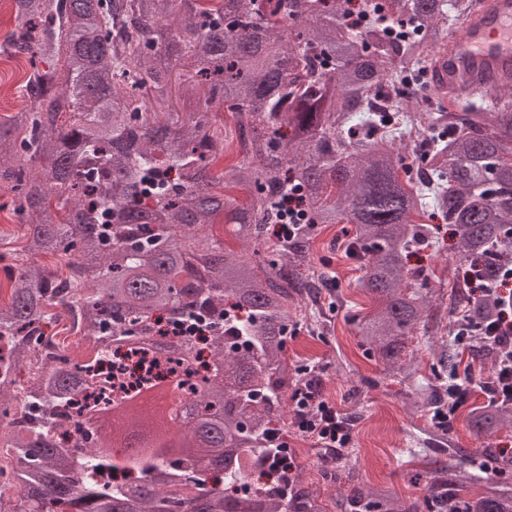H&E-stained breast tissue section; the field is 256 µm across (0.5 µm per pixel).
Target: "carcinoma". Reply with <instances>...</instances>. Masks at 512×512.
Returning <instances> with one entry per match:
<instances>
[{
	"instance_id": "carcinoma-1",
	"label": "carcinoma",
	"mask_w": 512,
	"mask_h": 512,
	"mask_svg": "<svg viewBox=\"0 0 512 512\" xmlns=\"http://www.w3.org/2000/svg\"><path fill=\"white\" fill-rule=\"evenodd\" d=\"M370 1L384 19L372 14L354 29L348 0H12L10 47L39 55L46 69L33 67L25 86L36 106L0 119V188L25 219L24 256L71 260L65 276L17 264L0 334L56 322L53 291L65 288L62 310L116 349L164 336L166 324L207 321L210 363L190 396L174 384L194 407L192 422L181 429L174 412L157 414L134 454L87 418L73 424L77 449L62 445L53 431L70 418L56 407L76 404L87 379L66 354L37 364L33 412L6 440L13 464L0 467L19 494L0 496V512H512V458L494 448L432 449L426 493L405 506L366 483L327 501L305 485L295 449L280 448L288 391L302 380L288 364V326L299 317L290 302L319 288L300 268L323 229L354 225L349 253L363 261L359 288L376 302L358 334L423 409L441 405L442 389L416 380L404 360L432 293L429 275L406 265L411 249L432 246L420 219L437 213L448 224L468 277L499 283L512 268V79L492 101L448 112L402 98L429 142L425 190L408 185L392 140L370 135L388 122L367 109L387 67L414 71L474 0ZM182 60L193 71L182 97L194 110L172 122L161 109ZM212 105L233 114L242 154L218 177L217 135L202 111ZM215 178L250 197L206 192ZM289 193L301 210L285 249L263 233ZM219 211L251 252L224 247L212 224ZM459 303L447 334L471 336L472 362L495 359L483 333L508 298ZM35 353L19 346L14 367ZM168 355L192 358V339L172 338ZM434 356L456 372L448 341ZM136 399L99 414L136 426ZM507 421L508 409L493 403L467 414L478 438ZM107 463L138 477L94 479Z\"/></svg>"
}]
</instances>
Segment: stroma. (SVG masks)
Listing matches in <instances>:
<instances>
[{"label": "stroma", "mask_w": 512, "mask_h": 512, "mask_svg": "<svg viewBox=\"0 0 512 512\" xmlns=\"http://www.w3.org/2000/svg\"><path fill=\"white\" fill-rule=\"evenodd\" d=\"M32 70L29 56L0 51V116L30 110L32 99L25 85ZM434 244L409 259L411 267L431 270L428 282L439 300L432 315L446 316L453 292L454 269L448 259L457 241L449 237L447 226L438 220L429 223ZM348 237L341 227L324 230L313 245L307 273L318 278L323 288L307 305L315 311L314 323H300L288 338V358L298 367H313L323 396L331 400L354 424L352 455L357 458L358 480L381 484L399 498H416L424 493L429 458L421 450L420 431L433 430L431 414L415 407L405 396L406 387L384 373L382 366L366 355L355 334L354 321L366 315L372 301L358 289L360 263L346 250ZM481 394H473L455 415L448 436L462 448L512 449V424L486 439H477L468 430L465 416L469 408L483 404ZM305 465L306 481L314 483L322 496L345 492L346 483L326 481L316 468L318 453L310 439L288 435Z\"/></svg>", "instance_id": "35a3bbf8"}]
</instances>
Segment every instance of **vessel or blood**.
Instances as JSON below:
<instances>
[{"label": "vessel or blood", "instance_id": "obj_1", "mask_svg": "<svg viewBox=\"0 0 512 512\" xmlns=\"http://www.w3.org/2000/svg\"><path fill=\"white\" fill-rule=\"evenodd\" d=\"M430 83L444 101L486 98L512 78V0H478L459 32L433 54Z\"/></svg>", "mask_w": 512, "mask_h": 512}]
</instances>
